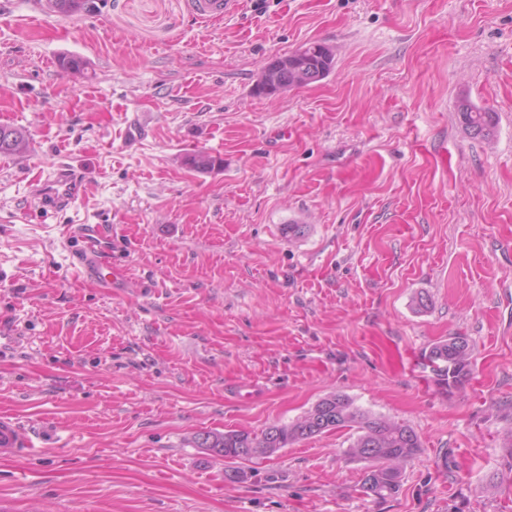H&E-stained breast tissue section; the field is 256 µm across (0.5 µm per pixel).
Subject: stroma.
Returning a JSON list of instances; mask_svg holds the SVG:
<instances>
[{
    "mask_svg": "<svg viewBox=\"0 0 512 512\" xmlns=\"http://www.w3.org/2000/svg\"><path fill=\"white\" fill-rule=\"evenodd\" d=\"M96 4L0 0V125L28 139L0 155V412L39 437L0 455V512H512V0ZM309 42L326 78L253 94ZM61 163L83 193L40 212ZM74 224L124 281L72 276ZM454 334L473 373L448 393L422 355ZM331 393L418 433L394 496L363 495L347 428L237 482L192 445ZM192 9L198 20H222L229 10L230 0H192ZM460 123L472 138L490 139L494 134L493 112L473 104L469 98H460L457 104Z\"/></svg>",
    "mask_w": 512,
    "mask_h": 512,
    "instance_id": "1",
    "label": "stroma"
}]
</instances>
